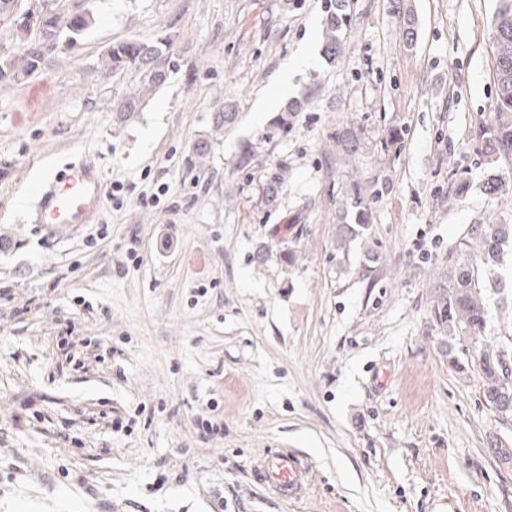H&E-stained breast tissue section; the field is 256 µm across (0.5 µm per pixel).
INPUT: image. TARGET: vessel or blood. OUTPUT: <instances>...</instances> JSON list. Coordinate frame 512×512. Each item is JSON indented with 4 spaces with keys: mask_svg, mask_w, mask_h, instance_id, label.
Wrapping results in <instances>:
<instances>
[{
    "mask_svg": "<svg viewBox=\"0 0 512 512\" xmlns=\"http://www.w3.org/2000/svg\"><path fill=\"white\" fill-rule=\"evenodd\" d=\"M103 190L102 175L96 166L82 160L72 162L37 185L27 221L55 231L96 223ZM259 475L261 482L280 497L288 498L304 489L310 471L297 456L278 450L267 454Z\"/></svg>",
    "mask_w": 512,
    "mask_h": 512,
    "instance_id": "vessel-or-blood-1",
    "label": "vessel or blood"
}]
</instances>
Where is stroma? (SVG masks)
<instances>
[{
	"mask_svg": "<svg viewBox=\"0 0 512 512\" xmlns=\"http://www.w3.org/2000/svg\"><path fill=\"white\" fill-rule=\"evenodd\" d=\"M48 4L89 25L0 83V512H512V464L489 451L512 448V421L476 371L449 368L431 315L464 227L512 224V192L485 189L512 162L477 139L496 108V0H349L333 66L326 0ZM166 34L165 84L119 121L143 78L102 54ZM227 103L238 119L215 128ZM348 125L371 147L354 170L336 161ZM73 155L101 171V218L49 239L22 220L28 187ZM373 175L370 284L336 225ZM281 448L311 469L301 498L255 477Z\"/></svg>",
	"mask_w": 512,
	"mask_h": 512,
	"instance_id": "stroma-1",
	"label": "stroma"
}]
</instances>
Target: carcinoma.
Segmentation results:
<instances>
[{"instance_id": "obj_1", "label": "carcinoma", "mask_w": 512, "mask_h": 512, "mask_svg": "<svg viewBox=\"0 0 512 512\" xmlns=\"http://www.w3.org/2000/svg\"><path fill=\"white\" fill-rule=\"evenodd\" d=\"M497 3L489 32L495 56L496 112L478 133L492 162L499 154H512V0ZM348 5V0H329L323 21V54L332 65L340 60L342 34L350 24ZM87 27L88 20L81 14L69 23L51 20L33 35L23 23L16 24L24 37L14 51L0 54V81L19 83L32 77L44 62V57L35 51L38 44L55 41L65 30L78 35ZM170 48L169 37L154 42L131 39L110 46L102 55V62L114 72L134 69L142 73L145 84L152 88L167 80L162 56ZM364 148L361 129L345 127L336 133V152L343 163L359 160ZM378 183L375 175L369 181H355L346 189L336 237L338 250L354 240L363 243L366 270L380 263V254L370 243L372 203ZM507 247L512 249V224L467 225L443 261L435 282L437 296L433 305L436 322L448 331V341L443 344L448 365L459 373L473 366L478 369L484 401L503 421L512 417V378L503 370V358L512 359V346L488 340L487 295L505 291L497 267ZM459 337L467 341L463 350L456 344Z\"/></svg>"}]
</instances>
